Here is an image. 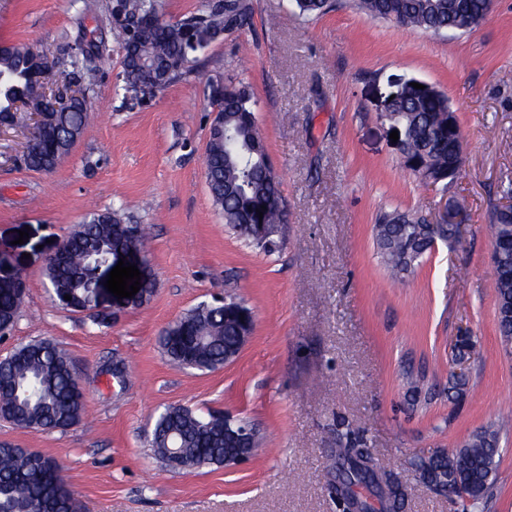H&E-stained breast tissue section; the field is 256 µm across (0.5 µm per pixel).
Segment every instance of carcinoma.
<instances>
[{
    "label": "carcinoma",
    "instance_id": "obj_1",
    "mask_svg": "<svg viewBox=\"0 0 512 512\" xmlns=\"http://www.w3.org/2000/svg\"><path fill=\"white\" fill-rule=\"evenodd\" d=\"M299 16H319L328 0H292ZM355 8L370 19L441 35L465 34L487 16L490 0H354ZM157 12L156 0H115L112 27L122 55L125 92L139 101L154 95V69L165 66L164 85L176 83L193 72L204 49L198 35L215 38L229 29L246 27L252 17L250 0H201L198 10L175 22H166L132 40V30L143 16ZM88 53L71 49L68 55L71 83L93 92L95 69ZM46 55L27 44L0 45V124L14 125L26 114L40 109L44 86L31 77ZM214 111L224 113V127L209 131L205 164L207 186L224 223L237 235L270 253L279 242L285 223L280 181L268 156L259 126L256 103L247 87H224V96L211 100ZM448 98L431 86L416 89L406 84L389 105L387 119L401 131L402 151L408 164L418 169L425 182L445 190L460 174L457 160L461 144L448 129ZM90 109L79 100L58 112L56 126L45 136L43 147L32 149L24 164L36 171H51L68 155L81 135ZM266 210H261V206ZM263 216H258V212ZM269 225L271 237L256 241L248 225ZM129 225L109 210L95 212L78 225L68 239L63 258L51 260L45 275L55 295L71 296L86 308L83 272L93 254L112 251L125 241ZM491 230L494 254L496 303L512 305V214L493 208ZM457 224H427L424 218L398 210L380 213L375 224V243L384 267L395 277L414 271L437 241L458 235ZM19 310L17 286L0 280V330L12 327ZM237 321L224 308L201 303L163 330L161 345L175 363L200 371L224 365V347L234 343ZM75 368L66 350L50 340L21 344L0 361V420L21 429L66 430L78 425L85 413L83 396L71 385ZM500 432L487 428L472 435L459 450L437 452L420 461L422 480L436 488H455L472 504L479 503L494 480ZM152 446L164 459L177 458L179 465L200 468L224 464L235 446L224 442V415L202 416L189 408L165 409L158 416ZM331 460L342 465L335 493L344 498L368 490L362 512H375L376 499L383 512L401 508L400 486L382 476L377 465L368 466L370 449L349 438L331 449ZM58 460L10 443H0V512H81V505L61 476Z\"/></svg>",
    "mask_w": 512,
    "mask_h": 512
}]
</instances>
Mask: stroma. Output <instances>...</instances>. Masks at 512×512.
<instances>
[{"label": "stroma", "mask_w": 512, "mask_h": 512, "mask_svg": "<svg viewBox=\"0 0 512 512\" xmlns=\"http://www.w3.org/2000/svg\"><path fill=\"white\" fill-rule=\"evenodd\" d=\"M330 2L305 19L290 0H252L251 25L212 41L197 74L138 103L123 90L112 0L95 17L81 16L80 0H0V43L33 44L52 60L80 37L105 47L90 120L55 169L22 165L30 126L0 129V253L26 283L0 358L59 342L85 403L81 424L65 431L0 420V443L60 460L83 512H342L328 451L355 429L401 485V512H512V430L500 435L478 507L431 490L417 469L512 414L490 230L498 186L512 178V0H493L462 36ZM215 76L248 87L281 179L287 222L271 253L234 234L207 187ZM410 78L443 91L462 130V171L445 190L406 170L390 138L385 106ZM454 201L465 204L457 238L391 279L374 242L377 214L431 219ZM105 210L150 225L154 291L137 306L106 291L90 309L63 308L47 261ZM220 297L254 315L239 356L213 371L164 356L162 331ZM461 336L470 355L455 346ZM172 406L228 413L259 428L262 443L239 466L170 470L150 437Z\"/></svg>", "instance_id": "stroma-1"}]
</instances>
